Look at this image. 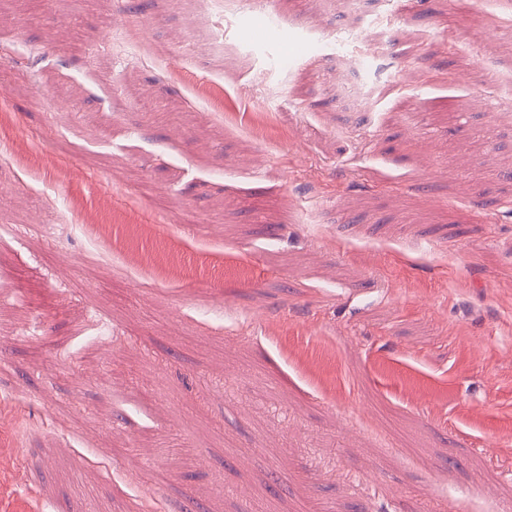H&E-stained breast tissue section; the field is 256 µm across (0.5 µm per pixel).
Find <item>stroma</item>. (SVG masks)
I'll return each mask as SVG.
<instances>
[{
    "mask_svg": "<svg viewBox=\"0 0 512 512\" xmlns=\"http://www.w3.org/2000/svg\"><path fill=\"white\" fill-rule=\"evenodd\" d=\"M385 2L357 104L313 0H0V512H512V0Z\"/></svg>",
    "mask_w": 512,
    "mask_h": 512,
    "instance_id": "1",
    "label": "stroma"
}]
</instances>
